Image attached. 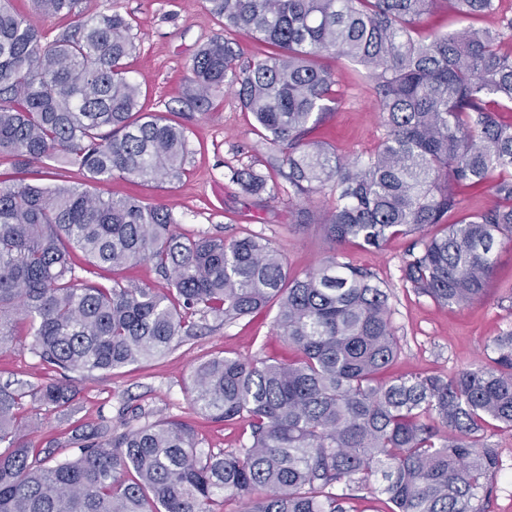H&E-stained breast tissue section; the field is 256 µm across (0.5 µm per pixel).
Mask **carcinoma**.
<instances>
[{"label":"carcinoma","instance_id":"cac0c4a2","mask_svg":"<svg viewBox=\"0 0 512 512\" xmlns=\"http://www.w3.org/2000/svg\"><path fill=\"white\" fill-rule=\"evenodd\" d=\"M13 2L0 0V159L14 169L0 179V349L21 327L57 374L32 388L34 402L65 412L75 400L68 374L161 358L196 319L231 323L271 303L300 356L212 358L193 369L198 413L249 420L231 450L203 449L190 426L159 419L79 427L48 465L28 439L24 394L0 387V512H213L219 497L244 512H345L342 484L386 495L390 512H484L500 467L484 431L512 430V331L493 341L489 361L450 379L382 382L400 351L389 293L342 246L416 236L420 249L401 267L415 293L458 308L485 295L497 247L512 240V123L500 116L512 112V51H503L512 9L503 0H205L224 37L188 63L180 113L190 120L234 91L266 132L263 167L232 175L241 191L331 198L321 217L299 210L296 219L321 225L332 254L292 275L262 236L186 239L171 209L94 193L116 175L180 178L186 128L144 111L127 66L139 36L124 16L88 15L83 0H30L71 20L38 30ZM439 4L494 23L419 36ZM325 56L364 67L374 83L383 137L352 161L307 138L343 103ZM272 171L286 186L271 183ZM460 186L487 188L495 204L449 224ZM439 225L442 235L425 236ZM141 262L167 287L94 279Z\"/></svg>","mask_w":512,"mask_h":512}]
</instances>
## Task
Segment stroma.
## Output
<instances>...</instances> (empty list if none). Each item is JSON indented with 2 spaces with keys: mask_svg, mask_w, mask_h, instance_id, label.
<instances>
[{
  "mask_svg": "<svg viewBox=\"0 0 512 512\" xmlns=\"http://www.w3.org/2000/svg\"><path fill=\"white\" fill-rule=\"evenodd\" d=\"M83 6L89 15L117 12L131 19L142 43L140 52L129 59L128 69L141 83V100L148 112L178 108L181 92L191 79L188 62L202 44L224 32L223 21L207 11L203 0H84ZM324 64L336 72L344 102L311 137L330 144L339 158L350 160L375 149L383 133L373 84L361 66L346 59L328 58ZM187 127L193 154L181 179L143 184L116 177L98 184L97 192L137 195L164 205L178 217L179 232L188 237L217 235L230 241L249 233L262 235L280 251L290 272L317 268L331 245L320 225L296 223L291 212L303 207L311 214L321 213L327 205L324 194L301 201L283 193L269 201L243 194L232 181L234 171L259 166L261 157L253 145L264 134L235 95L228 92L214 99L211 110L195 116ZM413 243V238L396 237L379 250L349 245L345 253L354 266L381 279L390 294L391 323L401 353L383 371V378L415 374L450 378L492 357L493 339L512 330V303L504 299L512 290V243L498 248L496 270L483 299L466 308L438 306L416 295L403 281L402 261ZM275 315L270 307L224 326L203 321L196 336L159 362L76 377L78 395L71 413L25 402V414L35 421L30 435L34 448L43 455L61 452L75 427L105 422L117 429L136 413L152 420L189 422L204 447H238L249 429L247 421L224 424L197 414L188 389L190 373L212 357L296 358L297 350L276 333ZM31 342V337L20 335L0 349V384L27 391L46 380ZM485 436L500 456L485 512H512V432L490 428Z\"/></svg>",
  "mask_w": 512,
  "mask_h": 512,
  "instance_id": "35a3bbf8",
  "label": "stroma"
}]
</instances>
